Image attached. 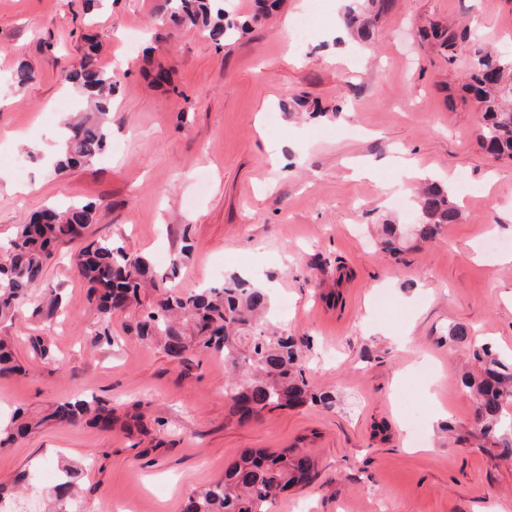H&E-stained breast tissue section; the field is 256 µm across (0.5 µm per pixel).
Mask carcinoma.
<instances>
[{
	"label": "carcinoma",
	"mask_w": 512,
	"mask_h": 512,
	"mask_svg": "<svg viewBox=\"0 0 512 512\" xmlns=\"http://www.w3.org/2000/svg\"><path fill=\"white\" fill-rule=\"evenodd\" d=\"M397 0H360L348 8L344 21L359 41L372 39L379 22ZM161 17L177 26L205 30L217 45L250 31L247 23L229 15L218 0H162ZM434 49L448 63L464 51L473 63L459 86L460 100L478 114L480 145L488 153L512 160V54L481 46L471 29L435 24L431 28ZM97 44L92 43L79 68L61 75L90 107L62 128V146L54 170L88 164L109 147L112 100L116 82L112 72L99 65ZM419 213L415 235L432 241L450 224L460 220L458 196L453 189L434 183L424 185L416 197ZM90 204H71L64 209L47 206L26 224L18 226L0 262V317L12 315L41 283L46 266L59 244L79 243L74 255L76 275L87 286L86 300L101 320L92 333L95 344H112L107 326L112 314L139 299L144 283L159 291L149 310L129 326L139 340L153 343L173 358H183L191 348L209 349L224 356V368L232 378L225 387L231 401L227 422L241 424L260 418L265 411L294 408L307 401L332 407L331 397L308 385L301 365V348L277 325L265 320L269 310L265 293L250 280L231 274L218 287L180 294L166 282L155 281L150 261L134 255L109 238L85 242L93 221ZM481 368L478 378L466 380L476 400L479 434L492 440L499 456L512 457V435L500 433L498 415L512 400V355L502 356L487 344L472 349ZM22 371L12 353L0 342V375ZM110 431L112 409L97 399L68 400L57 404L42 422L76 426L83 421ZM315 459L302 448L242 455L224 476L190 497L185 512H271L278 497L297 485L295 470L315 469ZM58 481L49 493V512H75L74 490L81 484L85 467L59 460Z\"/></svg>",
	"instance_id": "obj_1"
}]
</instances>
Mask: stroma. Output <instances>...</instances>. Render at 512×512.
<instances>
[{"label":"stroma","mask_w":512,"mask_h":512,"mask_svg":"<svg viewBox=\"0 0 512 512\" xmlns=\"http://www.w3.org/2000/svg\"><path fill=\"white\" fill-rule=\"evenodd\" d=\"M352 2L281 0L219 46L199 28L162 25L159 0H0V240L44 205L92 202L89 236L146 256L156 275L170 272L166 253L191 243L180 291L260 271L273 322L301 344L308 382L335 400L226 424L220 354L173 359L129 335L150 295L113 313L111 345L90 343L98 317L64 244L0 320L25 368L0 378V426L18 409L37 419L91 396L116 416L136 404L144 417L131 435L49 424L0 448L6 491L32 471L47 512L63 457L87 465L83 512H184L243 452L308 445L312 479L272 512H512V459L475 438L462 383L472 356L448 337L461 324L512 353V161L480 148L476 113L448 107L466 57L448 64L419 37L429 21L473 17L491 47L512 44V0H399L366 47L331 35ZM312 9L318 19L295 46L294 25ZM88 35L118 82L112 142L101 161L57 174L58 108L77 99L60 75L79 67ZM23 62L35 78L16 90L9 77ZM160 66L168 82L157 86ZM408 162L472 192L459 223L392 253L379 225L417 221ZM54 291L62 308L47 321L37 309ZM35 335L47 336L52 360L30 349Z\"/></svg>","instance_id":"1"}]
</instances>
